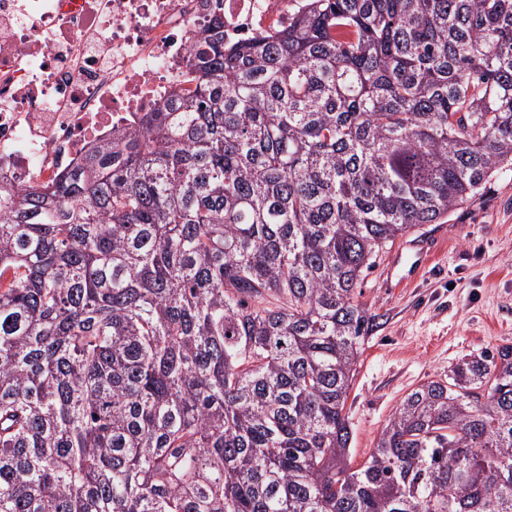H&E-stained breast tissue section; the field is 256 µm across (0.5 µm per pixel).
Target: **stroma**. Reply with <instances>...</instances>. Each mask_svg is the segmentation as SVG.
<instances>
[{
  "label": "stroma",
  "instance_id": "obj_1",
  "mask_svg": "<svg viewBox=\"0 0 512 512\" xmlns=\"http://www.w3.org/2000/svg\"><path fill=\"white\" fill-rule=\"evenodd\" d=\"M433 236L427 267L387 287L394 250L365 272L358 299L376 315L345 411L352 430L349 462L361 468L403 398L440 378L461 359L512 345V170L496 172L476 199L440 224L414 228Z\"/></svg>",
  "mask_w": 512,
  "mask_h": 512
}]
</instances>
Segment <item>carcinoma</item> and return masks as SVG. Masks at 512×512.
Here are the masks:
<instances>
[{"label":"carcinoma","mask_w":512,"mask_h":512,"mask_svg":"<svg viewBox=\"0 0 512 512\" xmlns=\"http://www.w3.org/2000/svg\"><path fill=\"white\" fill-rule=\"evenodd\" d=\"M51 189L0 184V512H512V345L345 405L380 252L512 163V0H310Z\"/></svg>","instance_id":"1"}]
</instances>
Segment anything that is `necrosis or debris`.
<instances>
[{
  "mask_svg": "<svg viewBox=\"0 0 512 512\" xmlns=\"http://www.w3.org/2000/svg\"><path fill=\"white\" fill-rule=\"evenodd\" d=\"M307 0H0V183L50 186L184 89L191 43L287 31Z\"/></svg>",
  "mask_w": 512,
  "mask_h": 512,
  "instance_id": "4bbe7bcc",
  "label": "necrosis or debris"
}]
</instances>
